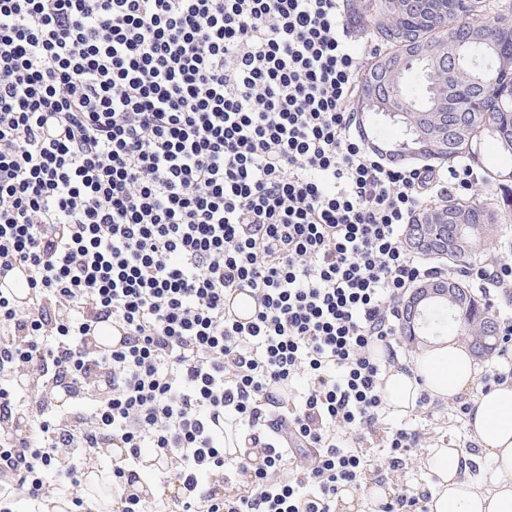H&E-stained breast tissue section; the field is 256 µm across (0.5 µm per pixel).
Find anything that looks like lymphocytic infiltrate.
<instances>
[{
  "label": "lymphocytic infiltrate",
  "mask_w": 512,
  "mask_h": 512,
  "mask_svg": "<svg viewBox=\"0 0 512 512\" xmlns=\"http://www.w3.org/2000/svg\"><path fill=\"white\" fill-rule=\"evenodd\" d=\"M349 31L340 0H0V272L31 273L25 310L0 292V512H335L398 303L445 273L408 227L481 182L368 140ZM458 274L512 299L511 251ZM228 416L251 447L230 463ZM293 448L314 455L288 476ZM230 469L249 491L223 495ZM229 306L234 311L235 318L239 322L246 323L255 313L258 301L248 287H241L233 293ZM91 336H95L98 341V348L101 352L110 351L117 347L124 336L125 330L120 324H110L101 326L100 324H91Z\"/></svg>",
  "instance_id": "f902f5d3"
}]
</instances>
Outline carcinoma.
I'll use <instances>...</instances> for the list:
<instances>
[{"label": "carcinoma", "mask_w": 512, "mask_h": 512, "mask_svg": "<svg viewBox=\"0 0 512 512\" xmlns=\"http://www.w3.org/2000/svg\"><path fill=\"white\" fill-rule=\"evenodd\" d=\"M422 4L425 9L414 13L403 8L405 0H348L349 24L375 45L360 75L359 98L368 100L365 125L376 141L387 143L386 129L402 124V138L392 144L399 158L418 154L450 164L466 157L482 168L486 182H495L499 171H512V23L492 28L493 55L474 50L468 65L454 70L449 82L436 83L412 55L422 42L441 46L483 25L486 13L512 11V6L503 0H422ZM389 55L403 61L405 69L402 76L380 84L372 73L381 57ZM434 94L444 96L448 104V125L441 140L430 135L434 121L424 113ZM462 129L474 132L470 146L463 150L458 142ZM485 142L502 162L494 163L480 153L477 146ZM499 220L492 205L450 196L415 214L407 237L424 233L431 247L422 254L431 256L446 241L448 260L460 263L482 253ZM426 285H442L448 288V296L423 311L420 331L437 334L451 329L469 341L477 356L491 355L496 349L497 321L489 306L454 277H440Z\"/></svg>", "instance_id": "carcinoma-1"}]
</instances>
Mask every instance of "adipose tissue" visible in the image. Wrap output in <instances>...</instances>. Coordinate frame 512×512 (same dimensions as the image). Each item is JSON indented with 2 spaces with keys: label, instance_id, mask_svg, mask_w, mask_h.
I'll return each mask as SVG.
<instances>
[{
  "label": "adipose tissue",
  "instance_id": "obj_1",
  "mask_svg": "<svg viewBox=\"0 0 512 512\" xmlns=\"http://www.w3.org/2000/svg\"><path fill=\"white\" fill-rule=\"evenodd\" d=\"M477 366L467 345L443 336L389 366L380 391L392 413L412 411L420 392L442 402L466 398L473 448L427 449L423 465L438 478L429 512H512V383L476 387Z\"/></svg>",
  "mask_w": 512,
  "mask_h": 512
}]
</instances>
